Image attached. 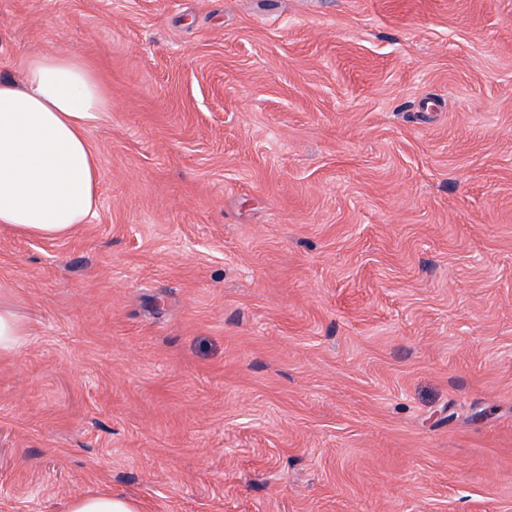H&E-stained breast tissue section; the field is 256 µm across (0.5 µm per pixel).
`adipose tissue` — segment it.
<instances>
[{
    "label": "adipose tissue",
    "instance_id": "ef3b65f1",
    "mask_svg": "<svg viewBox=\"0 0 512 512\" xmlns=\"http://www.w3.org/2000/svg\"><path fill=\"white\" fill-rule=\"evenodd\" d=\"M111 110L98 74L70 54L44 51L0 77V226L55 239L87 223L100 178L87 132Z\"/></svg>",
    "mask_w": 512,
    "mask_h": 512
}]
</instances>
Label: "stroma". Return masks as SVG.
Here are the masks:
<instances>
[{
	"label": "stroma",
	"mask_w": 512,
	"mask_h": 512,
	"mask_svg": "<svg viewBox=\"0 0 512 512\" xmlns=\"http://www.w3.org/2000/svg\"><path fill=\"white\" fill-rule=\"evenodd\" d=\"M112 116L0 227V512H512V0H0ZM27 326L6 303L0 299V355H13L27 342ZM135 501L112 492L75 498L68 512H138Z\"/></svg>",
	"instance_id": "stroma-1"
}]
</instances>
